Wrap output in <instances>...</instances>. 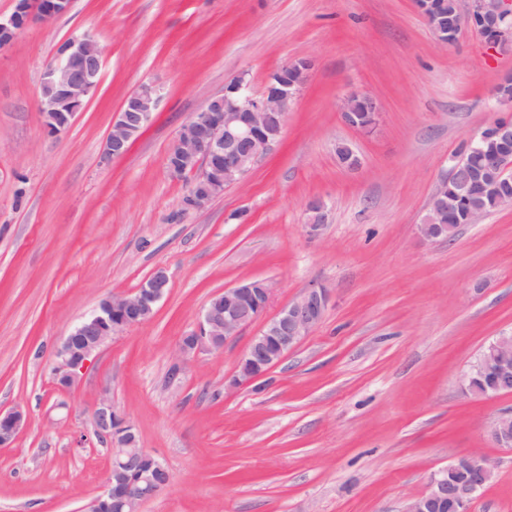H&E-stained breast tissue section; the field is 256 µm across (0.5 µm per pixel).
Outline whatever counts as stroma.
I'll list each match as a JSON object with an SVG mask.
<instances>
[{
    "label": "stroma",
    "instance_id": "obj_1",
    "mask_svg": "<svg viewBox=\"0 0 512 512\" xmlns=\"http://www.w3.org/2000/svg\"><path fill=\"white\" fill-rule=\"evenodd\" d=\"M93 33L96 92L64 134L48 133L39 87L58 45ZM314 67L279 147L200 211H181L191 176L167 156L190 116L246 72ZM512 52L473 27L441 44L414 0H72L0 51V409L27 420L0 448V512H80L109 452L93 411L109 397L170 481L141 512H403L431 472L478 453L495 467L472 512H512V451L488 438L512 395H466L461 376L512 333V210L418 230L451 160L512 117L494 96ZM160 88L128 153L103 143L125 97ZM352 93L378 101L376 128L348 126ZM349 144L361 166L336 161ZM321 198L318 237L305 226ZM158 270L170 288L146 322L107 342L70 390L54 351L111 295ZM251 280L275 314L329 290L312 334L248 387L230 382L260 328L178 359L209 297Z\"/></svg>",
    "mask_w": 512,
    "mask_h": 512
}]
</instances>
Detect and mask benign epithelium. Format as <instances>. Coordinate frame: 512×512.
<instances>
[{"label":"benign epithelium","mask_w":512,"mask_h":512,"mask_svg":"<svg viewBox=\"0 0 512 512\" xmlns=\"http://www.w3.org/2000/svg\"><path fill=\"white\" fill-rule=\"evenodd\" d=\"M72 0H15L11 15L0 18V50L12 45L18 34L35 21H51L65 15ZM426 20H435L431 29L444 45L456 41L467 25L478 29L487 42L512 46V0H467V8L455 4V12L446 14L441 0H415ZM103 66L102 50L94 34L72 36L57 47L55 60L43 73L40 86V110L51 134H62L72 125L86 99L96 91ZM313 62L295 60L269 77L265 90L256 95L244 72L229 78L224 93L208 100L180 128L170 150L175 163L170 174L181 177L194 174L183 206L201 210L229 187L246 177L255 165L274 150L283 127L266 130L271 112H290ZM159 95L152 84L131 92L112 119L105 139L109 157L125 155L140 132L150 123ZM512 145V121L499 119L480 135L470 139L469 147L487 157V164L471 169L461 163L449 171L432 195L420 235L429 242L442 236L440 221L455 202L480 189L497 197L498 209H512V192L503 186L512 181V155L502 153ZM336 160L347 169H355L360 159L346 143L336 145ZM311 237L320 234L326 216L324 201L308 204ZM170 285L168 275L158 270L134 290L101 301L98 310L80 321L55 351L54 384L69 388L78 373L112 337L152 317L157 303ZM272 288L269 282L255 288L249 283L228 287L213 294L203 308L196 328L181 337L179 354L193 356L201 351H219L224 343L265 313ZM329 294L321 286L305 289L295 300L267 318L239 361L234 385L246 386L267 374L289 352L299 346L322 321ZM488 366L492 372L489 399L512 394V334L496 337L485 346L462 375L468 387L475 371ZM25 415L19 409L0 411V447L13 445ZM94 435L110 449V463L103 491L93 497L83 512H141L142 504L156 497L167 485L169 473L164 464L139 446L134 428L114 409L106 397L93 412ZM489 436L499 448L512 451V413L495 420ZM494 477V465L474 453L457 458L448 466L430 474L425 490L411 498L403 512H471V506Z\"/></svg>","instance_id":"obj_1"}]
</instances>
